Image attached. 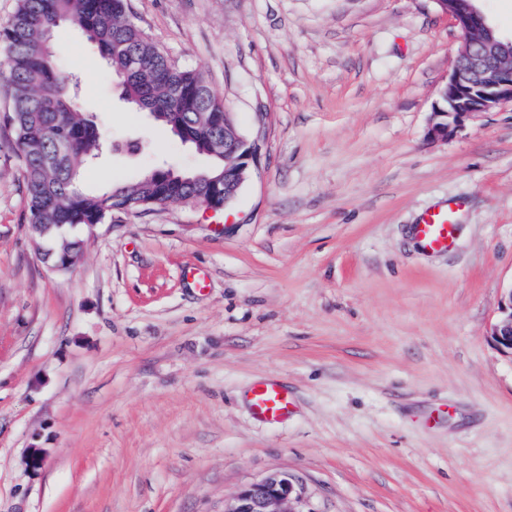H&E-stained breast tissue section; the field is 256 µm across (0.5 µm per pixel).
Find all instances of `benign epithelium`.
I'll return each mask as SVG.
<instances>
[{"label":"benign epithelium","instance_id":"benign-epithelium-1","mask_svg":"<svg viewBox=\"0 0 512 512\" xmlns=\"http://www.w3.org/2000/svg\"><path fill=\"white\" fill-rule=\"evenodd\" d=\"M461 31L456 62H468L464 73L454 66L444 85L448 111L436 112L437 121L429 129L433 139L448 137L463 121L479 112H487L506 102L512 103V65L486 67L481 33L489 29L484 15L474 6L445 10ZM261 135L239 130L232 112L224 113V173L209 181L203 204L212 212L226 208L249 179L251 169L261 155ZM501 316L491 332V340L503 351L512 352V289L500 307ZM301 502V494L292 476L271 472L258 482L243 487L224 506V512H296L292 505Z\"/></svg>","mask_w":512,"mask_h":512}]
</instances>
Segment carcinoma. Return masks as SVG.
<instances>
[{"instance_id": "cac0c4a2", "label": "carcinoma", "mask_w": 512, "mask_h": 512, "mask_svg": "<svg viewBox=\"0 0 512 512\" xmlns=\"http://www.w3.org/2000/svg\"><path fill=\"white\" fill-rule=\"evenodd\" d=\"M68 22L105 61V76L121 85V99L133 112H144L158 126L178 124L194 137L190 146L204 165L193 176L224 172V154H215L196 136L198 113L210 112L224 131V99L197 73L175 64L122 11L119 0H17V8L0 29V49L9 60L10 115L14 145L24 168L30 235L50 243L44 259L51 263L79 257V240L67 234L76 226L102 224L112 208L132 203L145 211L177 199H194V181L169 179L165 161L133 179L110 177L98 189L82 184L83 164L97 158L107 142L91 111L71 90L70 73L53 41L56 28Z\"/></svg>"}]
</instances>
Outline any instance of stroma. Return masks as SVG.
I'll return each mask as SVG.
<instances>
[{"label":"stroma","instance_id":"1","mask_svg":"<svg viewBox=\"0 0 512 512\" xmlns=\"http://www.w3.org/2000/svg\"><path fill=\"white\" fill-rule=\"evenodd\" d=\"M128 6L262 131L261 156L225 211L113 214L56 272L29 236L0 51V512H224L273 471L303 512H512V355L490 339L512 287V104L429 137L454 21L434 0ZM56 43L115 145L86 187L199 166L77 27ZM450 200L453 248L422 251L413 225ZM268 379L293 395L277 423L248 402Z\"/></svg>","mask_w":512,"mask_h":512}]
</instances>
